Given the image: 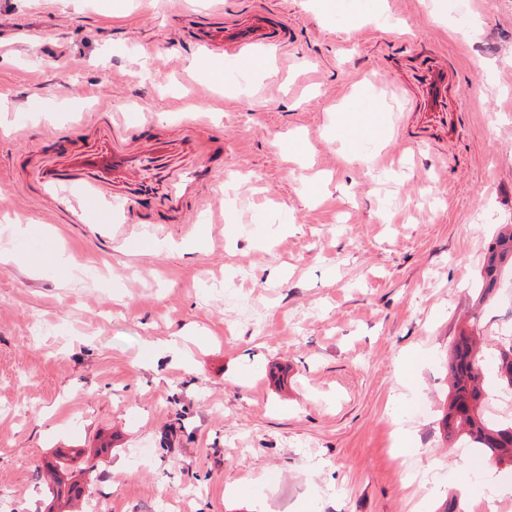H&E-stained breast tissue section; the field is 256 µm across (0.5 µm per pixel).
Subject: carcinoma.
Returning a JSON list of instances; mask_svg holds the SVG:
<instances>
[{
	"label": "carcinoma",
	"instance_id": "1",
	"mask_svg": "<svg viewBox=\"0 0 512 512\" xmlns=\"http://www.w3.org/2000/svg\"><path fill=\"white\" fill-rule=\"evenodd\" d=\"M512 268V231L494 240L481 276L480 300L492 296L504 267ZM481 331L463 328L449 350L448 405L441 419L446 440L467 439L489 461L512 467V418L495 421L488 405L492 394L484 386L479 344ZM501 389L512 392V336L498 343Z\"/></svg>",
	"mask_w": 512,
	"mask_h": 512
}]
</instances>
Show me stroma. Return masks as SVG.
I'll use <instances>...</instances> for the list:
<instances>
[{
  "mask_svg": "<svg viewBox=\"0 0 512 512\" xmlns=\"http://www.w3.org/2000/svg\"><path fill=\"white\" fill-rule=\"evenodd\" d=\"M464 6L0 0V512H440L452 492L512 512L483 490L512 469L439 431L459 329L478 321L490 384L512 334V278L474 292L512 224V0ZM255 12L287 43L214 86L191 30ZM431 61L455 70L451 111L420 108ZM356 98L397 124L348 144ZM103 106L152 115L138 146L208 121L203 155L128 175L161 190L208 166L200 210L108 199L131 221L107 233L60 207L33 168L93 141ZM49 461L91 476L85 496L51 501Z\"/></svg>",
  "mask_w": 512,
  "mask_h": 512,
  "instance_id": "35a3bbf8",
  "label": "stroma"
}]
</instances>
